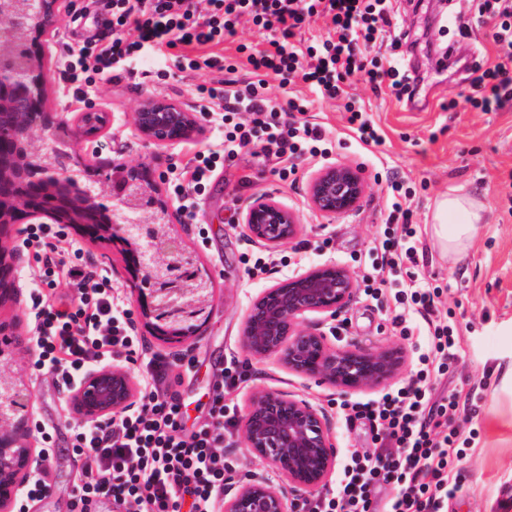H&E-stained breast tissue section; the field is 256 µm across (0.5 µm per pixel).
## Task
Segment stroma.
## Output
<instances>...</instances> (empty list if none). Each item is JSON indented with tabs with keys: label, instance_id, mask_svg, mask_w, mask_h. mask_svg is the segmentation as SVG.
Instances as JSON below:
<instances>
[{
	"label": "stroma",
	"instance_id": "obj_1",
	"mask_svg": "<svg viewBox=\"0 0 512 512\" xmlns=\"http://www.w3.org/2000/svg\"><path fill=\"white\" fill-rule=\"evenodd\" d=\"M469 0H396L395 21L409 31L411 38L427 37L439 47L476 52L480 61L493 56L492 47L481 31L462 37L456 25H444L443 16L469 11ZM58 42H50L44 57L47 83L44 109L67 117L94 108L107 117V126L96 137V154L83 144L69 142L68 151L80 165L89 166V180L95 187L111 190L113 165L150 168L160 192H167L170 170L185 163L189 148L215 144L219 134L213 124L203 123L201 133L190 141L159 148L146 143L136 131L133 116L147 100L168 101L192 110L196 80L192 77H166L157 82L123 78L102 81L89 88L83 102L68 98L62 90L58 70ZM436 56H420L419 67L429 82L427 105L412 110L391 96L388 89L373 90L361 77L350 80L348 91L359 99L381 128L382 146L374 152L361 149L347 134V114L334 101L314 100L309 108L312 121L325 126L339 145L334 160L359 165L368 188L356 212L328 220L313 212L307 202V187L316 164L299 172L297 183L279 181L261 170L256 158L239 154L231 162V173L249 176L252 185L233 193L224 183L210 184L199 198V224H177L186 244L196 251L202 265L214 280L209 320L200 336L188 343H165L150 337L144 318H137L140 336L153 350L193 357L192 381L179 388L188 424L205 416L213 386L223 361L234 355L248 361L256 376L240 389L237 403L245 405L260 388H271L298 395L318 407L326 416L335 444V455L344 458L353 448L371 447V437L360 422L345 423L337 410L345 393L294 374L276 358H249L241 336L248 308L261 291L275 279L318 265L327 260L357 270V257L366 251L383 230L382 210L386 192L385 173L394 169L408 179L415 192L413 221L424 224L434 200L448 188L465 187L474 193L485 209V222L474 238L465 264H453L440 252L429 234H421L426 250L423 272L442 288V306L462 325V345L466 351L459 360L452 386L467 391L482 384L481 398L470 414V425L478 436L458 463L455 474L460 490L449 501L448 512H512V107L501 112H448L441 105L459 93L470 90L471 76L462 73L447 80L435 74ZM270 196L296 210L302 222L300 237L283 248L290 264L279 267L276 275L249 277L243 260L259 252L238 218L254 198ZM85 253L102 263L112 275L125 305L133 298L119 247L82 240ZM14 274L21 286L16 301L0 305V322L14 330L0 346V371L23 379L30 391L31 413L61 417L63 428L54 452V485L50 495L36 502L32 512H71L76 461L69 446L73 427L80 418L63 411L61 396L51 381L33 373L25 357L31 334L30 294L34 287L27 256H17ZM387 305L355 294L336 318L320 322L328 343L336 348L375 347L390 341L401 342L407 354L422 345L421 337L401 339L391 325ZM234 477L232 491L251 479L276 481V474L245 448L241 436H233L225 451Z\"/></svg>",
	"mask_w": 512,
	"mask_h": 512
}]
</instances>
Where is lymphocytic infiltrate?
Returning a JSON list of instances; mask_svg holds the SVG:
<instances>
[{"instance_id": "1", "label": "lymphocytic infiltrate", "mask_w": 512, "mask_h": 512, "mask_svg": "<svg viewBox=\"0 0 512 512\" xmlns=\"http://www.w3.org/2000/svg\"><path fill=\"white\" fill-rule=\"evenodd\" d=\"M85 13L107 18L104 31L79 43H64L61 77L74 97L96 80L133 75L134 62L152 52L171 57L181 73L225 70V77L197 85L196 110L220 122L222 144L194 151L171 185L182 223L199 221L198 198L225 164L242 151L268 163L280 181L297 176L304 163L328 160L331 140L320 124L306 120V99L280 103L269 87L301 78L321 100H339L356 141L375 148L382 135L345 89L352 76L387 87L397 100L416 104L421 76L383 62L382 46L400 49L406 34L393 22L392 0H86ZM324 35L295 44L316 19ZM248 21L268 32L264 48L238 45L248 70L225 64L217 46ZM489 29L494 58L472 78L468 93L449 99L445 110L499 112L512 106V0H477L474 18L458 30ZM413 190L398 173L387 177L384 232L368 249L359 283L365 295L394 305L393 328L420 335L426 346L409 377L375 397L342 403L346 422L363 421L372 446L349 450L336 485L301 499L295 512H445L460 486L452 473L476 430L459 424L469 400L461 392L440 394L461 356L459 332L440 309L441 287L420 277L421 241L412 222ZM23 246L43 284L32 297L29 339L32 367L63 397L90 370L112 361L139 363L137 397L126 409L88 420L73 430L78 465L73 512H88L97 499H111L119 512H222L231 471L224 441L237 425L233 391L250 379L229 358L212 390L207 418L184 431L183 403L173 376L190 371L181 357L147 352L131 309L116 296L112 276L58 224H29ZM42 468L16 502V512L51 491L53 440L44 425Z\"/></svg>"}]
</instances>
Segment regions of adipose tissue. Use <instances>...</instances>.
<instances>
[{
  "label": "adipose tissue",
  "mask_w": 512,
  "mask_h": 512,
  "mask_svg": "<svg viewBox=\"0 0 512 512\" xmlns=\"http://www.w3.org/2000/svg\"><path fill=\"white\" fill-rule=\"evenodd\" d=\"M484 219L482 203L463 187L449 188L437 198L427 218L429 231L441 251L454 260H464L466 250Z\"/></svg>",
  "instance_id": "ef3b65f1"
}]
</instances>
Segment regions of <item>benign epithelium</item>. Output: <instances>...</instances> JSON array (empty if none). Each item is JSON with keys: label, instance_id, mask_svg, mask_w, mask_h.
I'll use <instances>...</instances> for the list:
<instances>
[{"label": "benign epithelium", "instance_id": "7a95c632", "mask_svg": "<svg viewBox=\"0 0 512 512\" xmlns=\"http://www.w3.org/2000/svg\"><path fill=\"white\" fill-rule=\"evenodd\" d=\"M19 4L22 0H0V36L14 27L30 35L34 43L50 42V37L64 20L67 11L57 0H29L33 16L15 10L5 14L3 3ZM44 91L43 64L14 65L10 56L0 59V103L7 97L29 98L34 105L8 128L0 127V141L35 142L40 131L45 148L35 172L25 171L14 180L0 176V299H12L19 285L9 280L13 267L6 263L18 255L8 247V228L12 224H64L93 238L109 241H136L138 249L126 255V269L132 274L135 300L144 314L151 310L185 325L182 335L164 337L166 341L199 332V317L205 313L210 298L211 277L196 273L199 287L182 288L177 284L160 287L179 268L197 265L195 257L184 249L173 229L163 236L154 234L158 211L169 210L161 199L146 204L151 185L138 168H129L119 189L111 196V205L101 208L112 212L110 232L88 226L82 213L70 202L58 197L37 198L28 183L51 181L67 186L77 181L78 170L68 153L56 145L59 129L68 128L71 139L84 142L100 133L107 124L102 115L79 113L68 120L57 113L45 112L39 105ZM138 133L154 145L173 144L199 132L193 114L173 103L146 101L136 113ZM366 191L361 167L338 161L317 170L308 184V205L324 218L355 211ZM250 237L269 248L289 245L302 229L300 216L292 208L271 198H260L249 205L240 217ZM356 292L354 275L343 265L328 261L276 281L251 303L242 333L247 353L255 359L276 356L291 371L314 379L334 389L372 390L387 385L406 367V353L396 343L374 348H332L312 315L335 318L342 313ZM100 370L86 377L85 390L74 400L79 415H87L90 388L98 381ZM133 379L119 368L112 369V411L126 407L132 400ZM20 404V416L14 422L15 434L0 436V460L20 458L8 482L0 484V509L5 512L15 501L33 473L38 460L35 449L24 439L30 435L28 397L22 390L0 397ZM245 447L271 467L282 483L254 480L241 486L234 497L224 502V512H289L288 489L314 492L326 481L335 466V451L323 412L307 400L278 390L261 389L249 398L239 419Z\"/></svg>", "mask_w": 512, "mask_h": 512}]
</instances>
